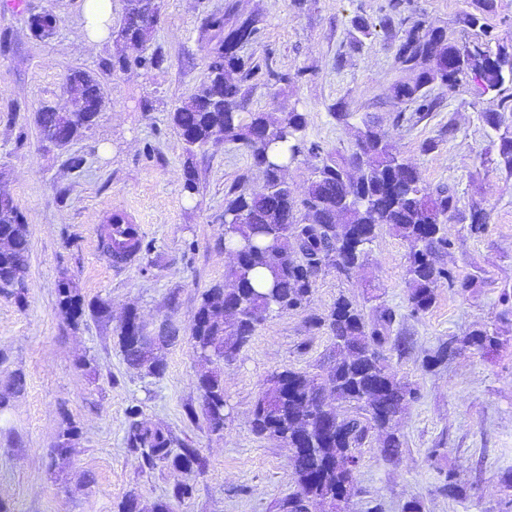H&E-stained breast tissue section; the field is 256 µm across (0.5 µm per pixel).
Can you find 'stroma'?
Returning a JSON list of instances; mask_svg holds the SVG:
<instances>
[{"label": "stroma", "mask_w": 512, "mask_h": 512, "mask_svg": "<svg viewBox=\"0 0 512 512\" xmlns=\"http://www.w3.org/2000/svg\"><path fill=\"white\" fill-rule=\"evenodd\" d=\"M83 2L0 0V187L24 213L30 241L24 300L0 296V391L14 373L24 378L0 422V498L12 512H116L132 492L150 512L183 480L195 492L175 512H279L296 488L289 453L253 431L251 411L272 373L323 372L332 342L310 319L326 316L343 295L368 315L379 304L395 310L393 334L403 346L386 347V363L416 390L397 422L402 454L384 458L376 439L362 449L350 512L376 504L403 512L412 499L424 512H512V491L501 485L512 470V172L498 156L499 135L512 133V112L490 127L492 95L463 81L431 86L436 109L397 121L401 107L391 86L398 35L378 25L388 11L399 22L424 18L462 46L481 40L482 29L464 22L478 14L493 34L512 37V0H163L150 41L163 62L149 71L113 69L112 39L84 45ZM44 12L57 20L48 40L29 28L31 15ZM212 15L257 16L260 36L240 54L284 75L245 82L246 111L301 112L306 139L344 155L363 121L375 122L423 184L453 185L459 197L441 256L455 283L438 289L429 310L412 311L406 248L381 229L364 269L347 276L323 270L306 309L269 315L236 359L221 365L226 407L217 434L204 417L186 415L202 407L190 324L204 291L223 282L228 266L224 196L235 185L260 189L262 175L237 144L187 154L169 119L203 80L207 53L222 38L205 26ZM75 69L100 77L109 104L91 130L59 150L42 140L35 116L43 104L63 103L64 80ZM73 156L80 166L70 164ZM188 170L200 185L192 199L182 192ZM116 209L133 217L143 239L140 257L120 267L99 247L100 227ZM477 209L486 222L474 232ZM64 273L86 300L107 301L109 314L71 326L56 308ZM367 284L376 286L378 301L365 300ZM130 308L180 336L163 352L161 377H141L123 361L116 330ZM485 327L498 333L495 350L481 356L463 349L445 364L427 365V354L450 337ZM133 405L177 442L200 449L204 471L151 469L129 452L124 437ZM69 424L80 437L61 455L55 445ZM451 469L466 500L440 491Z\"/></svg>", "instance_id": "1"}]
</instances>
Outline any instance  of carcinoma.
<instances>
[{
    "mask_svg": "<svg viewBox=\"0 0 512 512\" xmlns=\"http://www.w3.org/2000/svg\"><path fill=\"white\" fill-rule=\"evenodd\" d=\"M156 0H124L122 20L116 39L140 48L134 60L118 56L112 68L124 70L133 62L152 69L160 56L149 52ZM239 20L226 25L213 16L206 26L224 31V40L207 54L205 79L188 101L170 113L187 153L205 152L224 142L242 145L264 176L258 192L232 188L224 198L227 223L224 242L237 250L236 260L224 273V283L205 291L190 326L196 355L205 361L231 362L250 340L257 327L273 311L300 310L312 301L316 279L327 267L347 272L364 265L368 247L380 228L389 224L406 246L407 274L412 285L409 303L425 312L433 305L437 289L453 283V273L438 263L448 250L442 225L457 210L459 198L451 185L434 189L423 186L416 168L398 159L389 144L366 122L356 145H368L364 156L322 153L320 145L307 143L306 121L301 112H286L271 120L265 112L244 110L242 83L265 72L279 81L288 76L270 64L248 65L235 46L242 40L259 38V20ZM394 62L398 78L392 97L399 104H411L418 113L431 112L435 99L428 93L433 84L454 86L470 78L480 93L499 95L497 111L512 110V95L503 94L505 82H512V43L496 49L476 43L458 46L443 27L416 20L404 27ZM71 108L60 110L47 104L36 113V124L44 141L65 148L94 126L107 104L104 86L97 75L74 70L63 84ZM318 159L301 207L278 205L281 197L293 195L284 171L298 156ZM101 247L112 259H124L142 252L141 236L129 224H110ZM30 244L26 218L13 198L0 193V294L21 301L29 288ZM57 306L73 326L90 314L104 317L108 303L86 301L78 283L67 275L57 284ZM395 312L384 306L372 316L352 299L341 296L329 313L313 320L328 332L336 360L325 377L317 381L293 370L273 374L257 398L252 424L261 436L288 442L289 463L296 476V491L284 498L280 512H308L311 502L323 504L329 512H347L358 493L355 467L358 451L375 430L386 431L381 454L398 455L403 448L392 423L404 402L413 397L410 383L398 377L385 363L383 349L392 340ZM499 342L488 329L473 331L463 338L449 339L429 356L431 366L445 362L455 350L471 347L486 354ZM118 343L128 368L138 374H164L161 346L151 337L149 325L134 311L120 325ZM23 386L15 377L13 388L0 393V418L11 410V397ZM202 410L208 428H224V383L213 372L197 377ZM126 448L140 455L149 468L162 466L175 472L203 471L204 459L197 448L175 443L170 432L143 418L134 405L127 409ZM67 421L57 444L63 454L78 439L77 428ZM441 491L454 500L467 499L466 489L454 472H448ZM193 495V487L177 483L171 499L159 501L154 512H173V503Z\"/></svg>",
    "mask_w": 512,
    "mask_h": 512,
    "instance_id": "obj_1",
    "label": "carcinoma"
}]
</instances>
